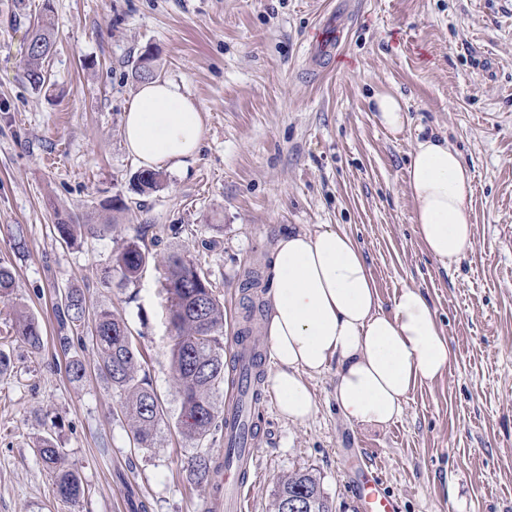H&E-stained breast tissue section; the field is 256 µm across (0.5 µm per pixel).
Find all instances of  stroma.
<instances>
[{
	"label": "stroma",
	"instance_id": "35a3bbf8",
	"mask_svg": "<svg viewBox=\"0 0 512 512\" xmlns=\"http://www.w3.org/2000/svg\"><path fill=\"white\" fill-rule=\"evenodd\" d=\"M52 4L50 83L36 90L20 64L26 36ZM343 20L339 55L308 53L329 12ZM151 51L159 78L200 106L201 152L164 169L140 193L122 115L140 87L132 72ZM400 97L408 123L382 126L374 97ZM448 139L473 174L476 245L443 267L412 222L407 168L415 140ZM125 207L113 210L112 199ZM112 222L106 236L61 244L54 209ZM337 224L362 249L383 307L421 289L448 338L452 364L411 389L382 430L347 421L335 369L308 377L317 404L306 422L281 416L263 389L252 440L258 480L247 512H269L277 479L311 470L332 512H361L350 486L369 463L400 512H512V0H0V264L16 272L0 299V512H202L215 493L193 457L224 459L223 441L196 444L178 428L170 369L165 268L137 283L105 278L124 241L179 251L224 305V349L249 330L263 340L262 274L276 236ZM122 317L167 415L151 448L135 447L95 369L66 371L55 308L68 289ZM42 326L32 351L19 312ZM53 434L85 489L74 503L35 446Z\"/></svg>",
	"mask_w": 512,
	"mask_h": 512
}]
</instances>
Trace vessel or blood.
<instances>
[{"label":"vessel or blood","mask_w":512,"mask_h":512,"mask_svg":"<svg viewBox=\"0 0 512 512\" xmlns=\"http://www.w3.org/2000/svg\"><path fill=\"white\" fill-rule=\"evenodd\" d=\"M341 30L335 16H327L313 33L312 45L315 54L330 56L338 51ZM254 427L247 420L243 410L226 414L224 440L231 443L233 450L224 464L220 484L224 488L223 501L213 502V512H244L245 497L253 485L256 472L250 449ZM353 496L360 503L363 512H399L397 499L383 487L381 478L372 470H365L362 481L351 486Z\"/></svg>","instance_id":"1"}]
</instances>
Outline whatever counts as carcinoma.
Wrapping results in <instances>:
<instances>
[{
    "label": "carcinoma",
    "mask_w": 512,
    "mask_h": 512,
    "mask_svg": "<svg viewBox=\"0 0 512 512\" xmlns=\"http://www.w3.org/2000/svg\"><path fill=\"white\" fill-rule=\"evenodd\" d=\"M54 46V28L45 21L33 25L28 37L23 72L28 83L38 89L49 80L44 63ZM138 81L157 78L153 56L146 52L135 66ZM136 180L140 192L158 190L163 184L160 171L141 170ZM56 236L72 245L82 238L102 237L112 230L110 224H78L74 217L58 208L53 212ZM153 258L149 250L136 240L127 241L113 256L106 273L117 269L125 283L137 282L143 268ZM166 268L165 293L170 302L171 370L181 405L179 428L190 441L216 437L224 430V414L216 405V394L225 380L224 305L215 296L210 282L200 269L178 252L163 257ZM16 288L13 269L0 264V298L9 297ZM58 318L76 330L90 325L94 367L113 392L119 396L116 415L127 422L134 443L151 448L157 428L165 417V408L154 389L139 377L142 364L139 351L125 321L108 310H92L84 293L70 289L57 304ZM16 334L33 350L43 345L38 322L28 314L19 317ZM38 453L43 464L56 472V492L64 501H75L83 493L76 472L62 466L63 449L51 437L40 440ZM192 471L200 483L211 481L215 463L208 457H197ZM303 494L308 498V512H329L320 479L311 471L289 474L280 479L272 494L271 512H280L281 498Z\"/></svg>",
    "instance_id": "cac0c4a2"
}]
</instances>
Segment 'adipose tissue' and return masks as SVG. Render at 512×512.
Here are the masks:
<instances>
[{"label":"adipose tissue","mask_w":512,"mask_h":512,"mask_svg":"<svg viewBox=\"0 0 512 512\" xmlns=\"http://www.w3.org/2000/svg\"><path fill=\"white\" fill-rule=\"evenodd\" d=\"M123 138L140 166L176 169L199 153L204 123L181 85L150 80L125 112ZM416 235L443 267L474 249L472 175L448 141H417L407 169ZM263 323L278 409L294 422L316 403L306 376L336 370V407L348 421L383 428L409 391L449 368L448 339L422 291L405 287L384 312L356 241L334 224L278 235L266 270Z\"/></svg>","instance_id":"adipose-tissue-1"}]
</instances>
